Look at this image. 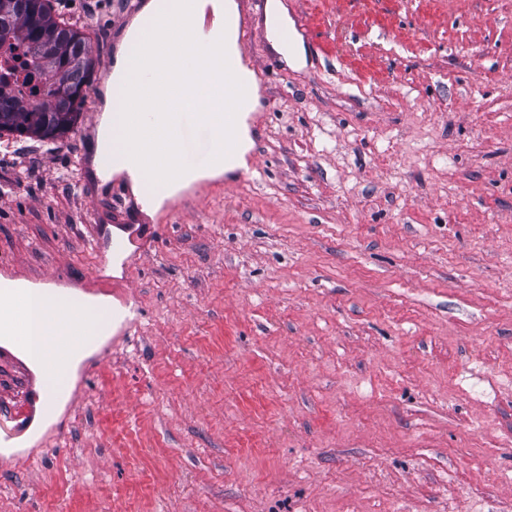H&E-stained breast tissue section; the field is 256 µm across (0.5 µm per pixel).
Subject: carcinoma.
Masks as SVG:
<instances>
[{
    "label": "carcinoma",
    "mask_w": 512,
    "mask_h": 512,
    "mask_svg": "<svg viewBox=\"0 0 512 512\" xmlns=\"http://www.w3.org/2000/svg\"><path fill=\"white\" fill-rule=\"evenodd\" d=\"M22 50V82L30 94L15 95L0 75V135L56 140L77 123L83 87L95 59L87 39L54 13L51 0L0 3V47Z\"/></svg>",
    "instance_id": "obj_1"
}]
</instances>
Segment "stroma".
Segmentation results:
<instances>
[{
  "label": "stroma",
  "mask_w": 512,
  "mask_h": 512,
  "mask_svg": "<svg viewBox=\"0 0 512 512\" xmlns=\"http://www.w3.org/2000/svg\"><path fill=\"white\" fill-rule=\"evenodd\" d=\"M71 0L106 54L143 0ZM258 5L248 177L154 212L137 328L0 466V512H512V0ZM106 72L57 141L0 137V263L79 282L136 203L82 195ZM272 24L279 40L273 41L283 54L288 63V59L294 63H299L303 59V48L297 41L288 40V16L280 4V14L274 13Z\"/></svg>",
  "instance_id": "1"
}]
</instances>
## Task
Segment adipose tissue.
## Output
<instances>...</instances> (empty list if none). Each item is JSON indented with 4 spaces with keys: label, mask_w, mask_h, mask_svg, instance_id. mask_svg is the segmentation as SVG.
I'll list each match as a JSON object with an SVG mask.
<instances>
[{
    "label": "adipose tissue",
    "mask_w": 512,
    "mask_h": 512,
    "mask_svg": "<svg viewBox=\"0 0 512 512\" xmlns=\"http://www.w3.org/2000/svg\"><path fill=\"white\" fill-rule=\"evenodd\" d=\"M235 0H144L131 20L111 80L107 83L102 134L93 155L94 169L109 167L111 174L127 175L133 192L162 203L170 196V179L192 183L203 172L216 175L244 166L252 148L248 118L255 111L258 85L245 64H238L239 79L248 100L233 128L224 126V88L212 74L225 54H238ZM175 71L180 94L170 100L157 95L142 99L148 88L157 89L162 75ZM204 120L216 144L232 136L233 148L202 170L186 164L178 151L179 133L187 118ZM46 298L62 308L77 309L83 321L76 329L63 322L32 318L33 333L21 352L41 365L64 336L83 335L68 353L43 373L45 385L71 393L81 362L93 354L99 337L112 331L110 311L84 299L74 290L45 289Z\"/></svg>",
    "instance_id": "obj_1"
}]
</instances>
